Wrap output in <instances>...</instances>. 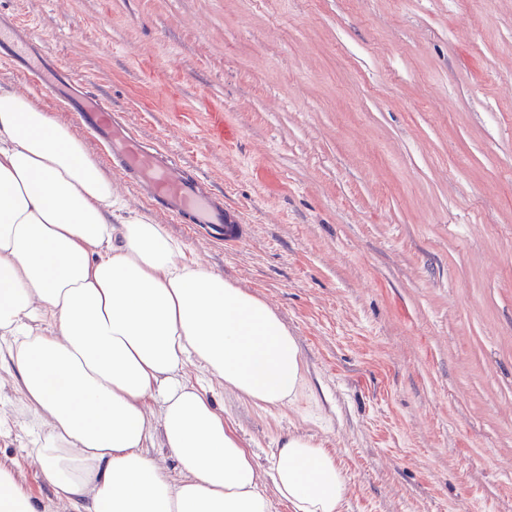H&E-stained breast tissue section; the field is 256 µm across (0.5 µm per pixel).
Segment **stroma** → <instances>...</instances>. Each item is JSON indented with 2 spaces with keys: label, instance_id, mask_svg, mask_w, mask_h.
<instances>
[{
  "label": "stroma",
  "instance_id": "35a3bbf8",
  "mask_svg": "<svg viewBox=\"0 0 512 512\" xmlns=\"http://www.w3.org/2000/svg\"><path fill=\"white\" fill-rule=\"evenodd\" d=\"M140 136L224 195L218 243L154 209L66 102L129 206L277 310L306 380L264 412L213 385L261 474L288 432L342 512H512V0H0ZM222 110L237 133L216 140ZM0 368V463L52 492Z\"/></svg>",
  "mask_w": 512,
  "mask_h": 512
}]
</instances>
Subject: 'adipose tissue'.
<instances>
[{"instance_id": "1", "label": "adipose tissue", "mask_w": 512, "mask_h": 512, "mask_svg": "<svg viewBox=\"0 0 512 512\" xmlns=\"http://www.w3.org/2000/svg\"><path fill=\"white\" fill-rule=\"evenodd\" d=\"M0 342L40 480L74 512H340L346 478L321 442L282 436L265 491L208 396L215 380L265 411L297 401L299 347L272 305L132 212L69 126L3 87ZM0 512L51 506L0 464Z\"/></svg>"}]
</instances>
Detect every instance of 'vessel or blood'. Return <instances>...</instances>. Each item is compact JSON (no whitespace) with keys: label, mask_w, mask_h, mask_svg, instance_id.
<instances>
[{"label":"vessel or blood","mask_w":512,"mask_h":512,"mask_svg":"<svg viewBox=\"0 0 512 512\" xmlns=\"http://www.w3.org/2000/svg\"><path fill=\"white\" fill-rule=\"evenodd\" d=\"M0 47L9 64L28 65L36 39L30 29L4 20L0 22ZM76 96L79 119L108 145L119 171L153 206L196 227L230 223L223 203L199 180L184 175L177 157L147 146L88 83H78Z\"/></svg>","instance_id":"b4317fda"}]
</instances>
